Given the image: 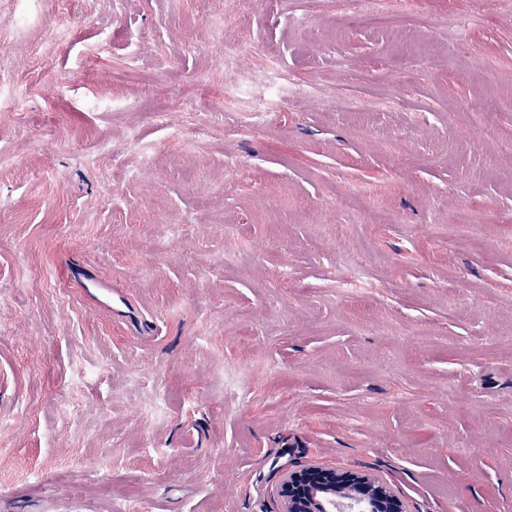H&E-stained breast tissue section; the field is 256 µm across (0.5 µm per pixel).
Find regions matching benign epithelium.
I'll return each instance as SVG.
<instances>
[{"mask_svg": "<svg viewBox=\"0 0 512 512\" xmlns=\"http://www.w3.org/2000/svg\"><path fill=\"white\" fill-rule=\"evenodd\" d=\"M282 512H405L402 500L380 477L356 469L311 464L281 476Z\"/></svg>", "mask_w": 512, "mask_h": 512, "instance_id": "1", "label": "benign epithelium"}]
</instances>
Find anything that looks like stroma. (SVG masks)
I'll use <instances>...</instances> for the list:
<instances>
[{
	"mask_svg": "<svg viewBox=\"0 0 512 512\" xmlns=\"http://www.w3.org/2000/svg\"><path fill=\"white\" fill-rule=\"evenodd\" d=\"M356 7L0 0V512H512V0ZM360 17L370 23L384 22L388 15L386 0H359ZM365 96L357 85L343 84L336 88V106L341 112H352L365 105ZM282 512H405L402 500L380 477L356 469L311 464L285 472L278 485Z\"/></svg>",
	"mask_w": 512,
	"mask_h": 512,
	"instance_id": "1",
	"label": "stroma"
}]
</instances>
